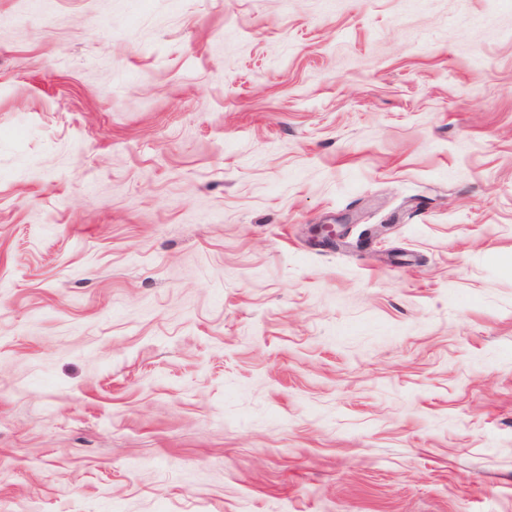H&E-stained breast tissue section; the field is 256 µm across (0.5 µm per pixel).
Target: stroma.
Returning <instances> with one entry per match:
<instances>
[{
	"label": "stroma",
	"mask_w": 512,
	"mask_h": 512,
	"mask_svg": "<svg viewBox=\"0 0 512 512\" xmlns=\"http://www.w3.org/2000/svg\"><path fill=\"white\" fill-rule=\"evenodd\" d=\"M0 512H512V0H0Z\"/></svg>",
	"instance_id": "obj_1"
}]
</instances>
